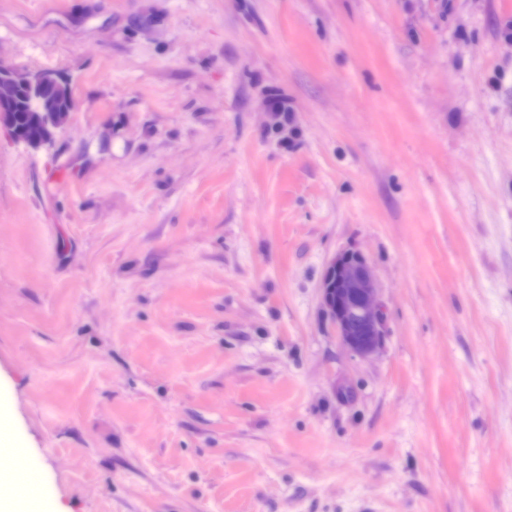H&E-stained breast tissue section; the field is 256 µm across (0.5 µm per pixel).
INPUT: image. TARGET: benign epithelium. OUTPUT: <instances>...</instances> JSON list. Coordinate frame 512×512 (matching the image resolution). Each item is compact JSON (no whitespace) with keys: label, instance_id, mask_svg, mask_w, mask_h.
<instances>
[{"label":"benign epithelium","instance_id":"1","mask_svg":"<svg viewBox=\"0 0 512 512\" xmlns=\"http://www.w3.org/2000/svg\"><path fill=\"white\" fill-rule=\"evenodd\" d=\"M52 71L22 73L6 61L0 60V125H10L11 104L16 86L23 84L33 96L43 86L55 80ZM73 108L59 109L44 103L31 113V129L27 136L17 138L32 147L50 143L54 134L63 128ZM324 311L336 327V334L350 352L361 357L375 354L383 345V304L376 279L368 260L359 252L345 251L329 264L322 282Z\"/></svg>","mask_w":512,"mask_h":512}]
</instances>
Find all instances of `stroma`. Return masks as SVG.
<instances>
[{
  "label": "stroma",
  "mask_w": 512,
  "mask_h": 512,
  "mask_svg": "<svg viewBox=\"0 0 512 512\" xmlns=\"http://www.w3.org/2000/svg\"><path fill=\"white\" fill-rule=\"evenodd\" d=\"M0 58L75 100L0 128V446L57 512H512V0H0ZM62 90L64 94L71 99L70 107L67 109H58L52 104L45 102L41 107H38L31 113V129L29 135L14 137L15 140L32 147H40L53 140L55 132L67 124L69 114L74 108L71 88L65 85ZM47 127H52L53 132L45 134ZM321 289L324 311L343 346L361 357L375 354L384 341V315L368 260L356 251L338 254L327 267Z\"/></svg>",
  "instance_id": "35a3bbf8"
}]
</instances>
